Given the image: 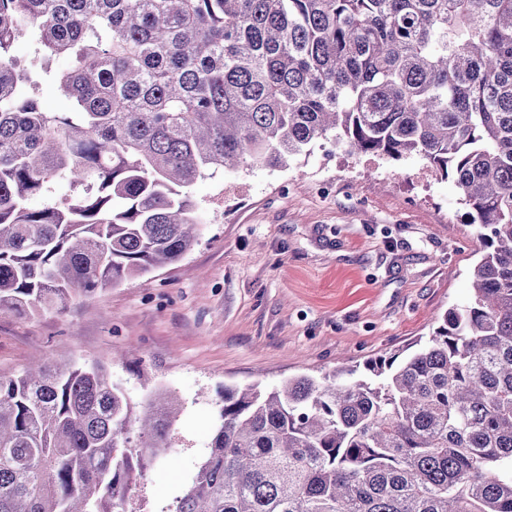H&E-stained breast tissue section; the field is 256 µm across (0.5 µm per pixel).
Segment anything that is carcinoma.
Here are the masks:
<instances>
[{
  "label": "carcinoma",
  "mask_w": 512,
  "mask_h": 512,
  "mask_svg": "<svg viewBox=\"0 0 512 512\" xmlns=\"http://www.w3.org/2000/svg\"><path fill=\"white\" fill-rule=\"evenodd\" d=\"M331 138L453 182L470 300L366 374L224 388L172 512H512V0H0V309L177 263L198 179ZM177 411L136 409L100 363L0 375V512H126Z\"/></svg>",
  "instance_id": "1"
}]
</instances>
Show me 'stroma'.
<instances>
[{
  "mask_svg": "<svg viewBox=\"0 0 512 512\" xmlns=\"http://www.w3.org/2000/svg\"><path fill=\"white\" fill-rule=\"evenodd\" d=\"M417 159L332 141L285 169L224 170L192 192L205 222L178 263L77 299L65 313L0 311V374L32 357L98 362L138 405L182 410L128 512H169L208 453L225 387L278 386L389 357L470 296L481 248L453 183Z\"/></svg>",
  "mask_w": 512,
  "mask_h": 512,
  "instance_id": "obj_1",
  "label": "stroma"
}]
</instances>
